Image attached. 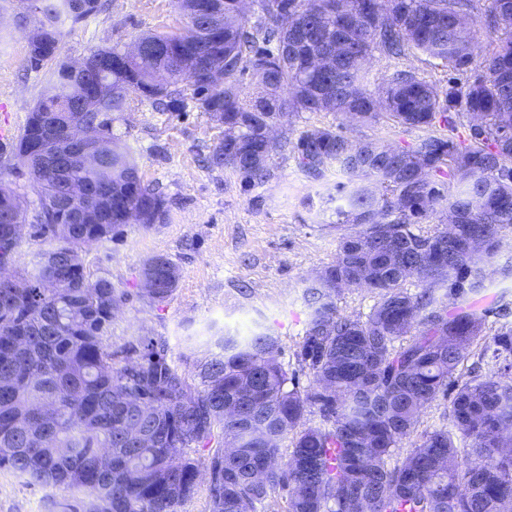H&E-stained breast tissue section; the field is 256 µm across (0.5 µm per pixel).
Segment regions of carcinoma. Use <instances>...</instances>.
I'll use <instances>...</instances> for the list:
<instances>
[{
  "label": "carcinoma",
  "instance_id": "1",
  "mask_svg": "<svg viewBox=\"0 0 512 512\" xmlns=\"http://www.w3.org/2000/svg\"><path fill=\"white\" fill-rule=\"evenodd\" d=\"M203 0H177L182 33H147L139 56L94 47L79 62L58 59L59 25L99 14L107 0H31L43 40L29 61L48 62L42 90L19 134L0 143L27 169L38 197L34 236L54 242L32 269H15L26 223L21 196L0 180V469L56 491L90 498L93 512H182L198 489L207 452L208 512H512V383L498 373L461 382L459 367L483 339L487 310L469 302L512 225V0H258L254 22L224 0L220 33L203 26ZM480 13L508 36L477 61L468 24ZM416 50L448 70L446 84L395 69L377 87L367 60L399 63ZM331 57L332 66L315 62ZM223 72L219 83L212 71ZM168 81L158 86L156 74ZM251 75L253 83L244 82ZM102 84L104 94L95 92ZM289 91L284 98L281 92ZM152 101L162 112L188 105L224 123L208 157L255 186L267 179L273 144L264 129L286 112H337L355 122L386 115L425 131L415 144L352 142L314 127L294 145L319 182L331 169L342 235L320 281L289 369L276 337L243 341L217 330L218 352L188 373L165 342L141 336L119 358L108 335L124 293L107 276L71 268L63 254L103 242L131 222L165 219L162 195L144 184L112 131L116 112ZM467 114V141L436 133ZM93 129L100 168L60 169L50 155L71 127ZM74 188L60 198L61 182ZM444 229L424 232L433 217ZM142 289L163 303L177 266L154 255ZM409 280L419 283L412 293ZM446 288L445 300L436 290ZM366 288V318L339 312L336 296ZM493 356L512 370V325L493 336ZM308 371L313 386L299 385ZM455 388L450 425L421 436L424 407Z\"/></svg>",
  "mask_w": 512,
  "mask_h": 512
}]
</instances>
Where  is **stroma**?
I'll use <instances>...</instances> for the list:
<instances>
[{
  "mask_svg": "<svg viewBox=\"0 0 512 512\" xmlns=\"http://www.w3.org/2000/svg\"><path fill=\"white\" fill-rule=\"evenodd\" d=\"M183 25L175 0H112L110 9L77 25L61 28L60 53L82 59L90 48L129 46L145 33H172ZM35 17L26 0H0V130L18 135L44 84L45 70H32L29 38ZM343 126L353 141L392 146L414 144L422 132L388 120L347 125L334 112L284 114L273 132L269 177L245 185L227 169L210 170L202 159L224 134L209 115L187 107L158 111L151 101L136 103L114 121L113 131L135 161L144 183L166 201L164 222L151 227L127 224L122 234L87 246L81 258L88 273L111 277L127 298L112 315L109 341L125 349L141 336L167 340L169 354L183 370L207 358L211 327L245 337L276 336L283 362H293L310 309L303 292L308 280L336 255L350 225L336 222V184L329 173L310 182L293 147L312 127ZM488 267L478 301L489 309L487 335L512 323V227ZM168 257L179 269V284L165 303L153 304L140 292L145 259ZM85 508L86 495L28 485L0 469V512H65L64 503Z\"/></svg>",
  "mask_w": 512,
  "mask_h": 512,
  "instance_id": "stroma-1",
  "label": "stroma"
}]
</instances>
